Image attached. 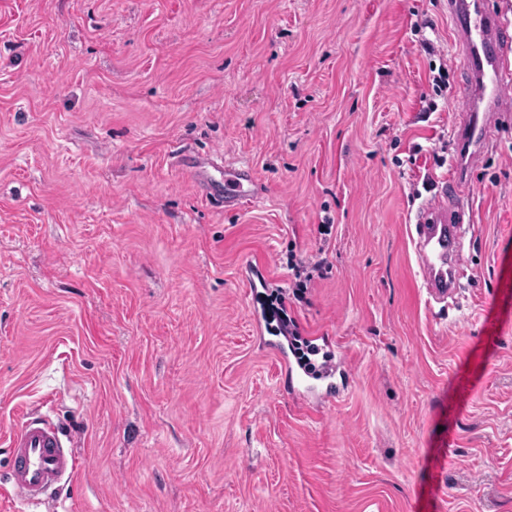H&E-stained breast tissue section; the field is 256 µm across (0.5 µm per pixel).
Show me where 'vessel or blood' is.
Instances as JSON below:
<instances>
[{"instance_id":"obj_1","label":"vessel or blood","mask_w":512,"mask_h":512,"mask_svg":"<svg viewBox=\"0 0 512 512\" xmlns=\"http://www.w3.org/2000/svg\"><path fill=\"white\" fill-rule=\"evenodd\" d=\"M448 10L459 36V53L468 80L460 92L462 116L455 132L457 163L439 195L425 202L415 220L422 286L431 299L444 301L453 293L463 260L460 228L464 210L456 192L468 171L482 156L487 131L501 117L504 95L512 90V29L500 15L473 10L471 0H448ZM193 175L208 199L224 210H237L258 197L261 188L251 173L221 169L212 175L206 163H197ZM281 361L280 378L290 395L320 400L334 398L335 368L320 376L306 372L290 357L287 337L267 343ZM9 492L23 507L42 504L51 488L63 478L74 477L78 457L66 450L60 430L48 420L23 421L9 436Z\"/></svg>"}]
</instances>
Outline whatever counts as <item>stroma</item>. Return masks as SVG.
Instances as JSON below:
<instances>
[{
  "label": "stroma",
  "mask_w": 512,
  "mask_h": 512,
  "mask_svg": "<svg viewBox=\"0 0 512 512\" xmlns=\"http://www.w3.org/2000/svg\"><path fill=\"white\" fill-rule=\"evenodd\" d=\"M466 79L448 0H0V488L46 415L82 463L51 512H512V116L448 305L409 231ZM206 158L261 194L214 208ZM282 310L331 402L280 391Z\"/></svg>",
  "instance_id": "stroma-1"
}]
</instances>
